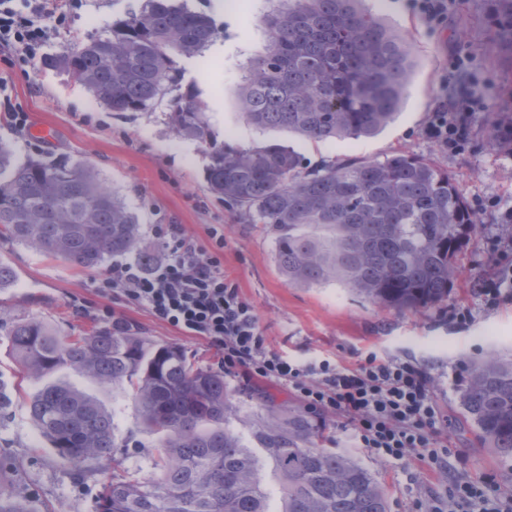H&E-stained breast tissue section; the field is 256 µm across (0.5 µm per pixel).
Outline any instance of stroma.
<instances>
[{
	"label": "stroma",
	"instance_id": "stroma-1",
	"mask_svg": "<svg viewBox=\"0 0 512 512\" xmlns=\"http://www.w3.org/2000/svg\"><path fill=\"white\" fill-rule=\"evenodd\" d=\"M408 2L364 0L368 11L405 37L415 59L401 113L372 138L309 143L284 130L254 128L241 119L236 104L241 65L265 49L262 17L268 0H188L214 18L220 33L201 56L179 59L178 65L184 85L194 87L206 104L218 138L233 146L249 148L276 140L300 153L311 168L334 160H381L401 151L429 158L448 171L468 205L477 208L483 230L459 253V276L447 301L437 307L397 311L335 285L289 286L275 262L268 226L247 223L238 209L210 194L202 149L174 137L166 103L147 112H109L64 71L40 66L23 72L0 59V75L9 82L6 97H0V112L10 107L26 112L29 119L22 129L0 122V143L20 159L43 154L94 164L139 215L155 256L164 253L158 226L180 225L186 238L203 245L209 242L210 230H222L224 271L255 308L269 348L341 365L369 351L415 363L427 373L448 416L455 453L452 475L491 476L502 489L512 491V460L485 448L459 399L467 361L491 350L512 355V298L491 307L476 286L478 278L491 273L484 263V229L497 222L496 213L484 203L512 192V157L497 149L492 125L501 113H512V47L502 39L505 0H456L447 22L435 27L426 26ZM142 3L83 0L71 24L52 35L47 55L61 53L73 34L93 33L125 19ZM462 87L481 107L472 115L466 148L445 154L425 138L426 117L440 104L456 107ZM0 260L17 271L14 287L0 292V305L43 318L60 335L86 336L118 319L134 324L155 343L183 348L200 365L220 367L222 355L207 341L170 327L123 293H100L95 282L106 275V267L77 268L7 240L0 241ZM465 307L471 308L473 319L458 322L453 313ZM57 377L118 408L113 436L128 448L123 465L131 470L141 464L157 438L138 425L134 407L117 390L100 389L73 371H60ZM224 382L237 405L226 426L244 437L257 416L301 407L286 387L267 380L228 375ZM40 386L21 372L0 335V392L14 400L9 417L0 420V458L17 463L0 475V482L13 494L26 496L33 512H95L98 483L112 475L113 466L108 463L101 473L80 476L57 461L25 407ZM321 445L351 453L368 468L385 487L390 512H410L413 501L447 486L440 473L424 474L413 464L400 467L373 458L335 428L327 430Z\"/></svg>",
	"mask_w": 512,
	"mask_h": 512
}]
</instances>
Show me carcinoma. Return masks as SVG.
Wrapping results in <instances>:
<instances>
[{
    "label": "carcinoma",
    "instance_id": "cac0c4a2",
    "mask_svg": "<svg viewBox=\"0 0 512 512\" xmlns=\"http://www.w3.org/2000/svg\"><path fill=\"white\" fill-rule=\"evenodd\" d=\"M264 20L265 52L237 88L249 125L310 141L370 138L395 117L411 83L404 37L362 0H280ZM213 18L183 0H147L46 61L111 112H146L165 99L175 136L198 142L208 190L267 224L291 286L339 284L374 304L420 310L448 300L456 257L479 228L453 179L429 159L396 152L383 161L308 169L292 149H238L217 138L207 106L182 85L175 56L200 55L218 36ZM78 268L152 253L133 209L87 161L29 156L0 144V239ZM0 328L22 372L46 383L29 416L59 462L96 471L118 453L112 411L51 376L79 372L129 389L137 420L159 435L151 479L126 472L99 483L96 512H389L384 488L345 453L322 448L325 426L301 413H269L245 439L224 428L237 410L224 373L191 362L117 322L63 338L44 320L0 310ZM465 417L494 455L512 459V358L470 362ZM0 512H32L24 496Z\"/></svg>",
    "mask_w": 512,
    "mask_h": 512
}]
</instances>
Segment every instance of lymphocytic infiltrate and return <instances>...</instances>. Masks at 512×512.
<instances>
[{
	"label": "lymphocytic infiltrate",
	"instance_id": "1",
	"mask_svg": "<svg viewBox=\"0 0 512 512\" xmlns=\"http://www.w3.org/2000/svg\"><path fill=\"white\" fill-rule=\"evenodd\" d=\"M82 0H0V52L11 67L36 68L55 31L67 27ZM473 107L437 109L424 126L428 140L444 152L468 143ZM499 223L486 252L492 270L479 284L488 304L512 289V196L488 201ZM167 257L146 267L117 264L100 279V290H121L168 325L200 337L224 353V371L286 386L303 408L335 418L356 447L385 462L413 459L432 468L449 465L452 449L440 407L425 372L410 362L385 361L368 353L340 366L329 360L302 362L270 350L254 307L224 275V237L211 231L212 247L185 238L179 225H166ZM433 512H512V494L497 484L460 477L431 500Z\"/></svg>",
	"mask_w": 512,
	"mask_h": 512
}]
</instances>
